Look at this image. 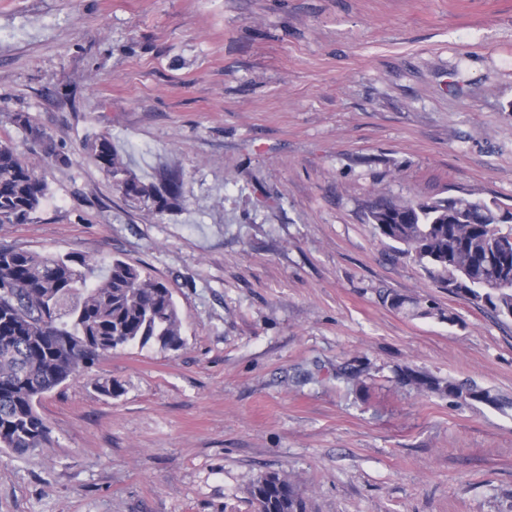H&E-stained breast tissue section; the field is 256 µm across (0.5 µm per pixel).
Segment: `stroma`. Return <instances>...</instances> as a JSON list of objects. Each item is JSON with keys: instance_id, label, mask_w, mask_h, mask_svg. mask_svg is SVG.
Returning <instances> with one entry per match:
<instances>
[{"instance_id": "obj_1", "label": "stroma", "mask_w": 512, "mask_h": 512, "mask_svg": "<svg viewBox=\"0 0 512 512\" xmlns=\"http://www.w3.org/2000/svg\"><path fill=\"white\" fill-rule=\"evenodd\" d=\"M102 134L180 206L126 199ZM0 140L49 187L0 243L142 266L182 321L42 398L51 441L0 448V512H252L269 473L306 512H512V320L367 221L380 193L512 205V0H0ZM12 122L18 127L28 131L36 140L43 144V152L47 157H54L56 161L66 163L67 159L56 153L55 148L47 136L39 129L33 127L30 117L25 112H14L11 115ZM401 378L404 383L412 386L417 391L448 396V400L452 402L466 400L491 402L492 404L497 402V398L493 397L488 390L481 389L476 385L456 383L449 380L444 382L425 373L408 369L402 372Z\"/></svg>"}]
</instances>
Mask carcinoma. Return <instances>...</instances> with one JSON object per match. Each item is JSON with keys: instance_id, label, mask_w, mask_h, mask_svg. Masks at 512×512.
Wrapping results in <instances>:
<instances>
[{"instance_id": "carcinoma-1", "label": "carcinoma", "mask_w": 512, "mask_h": 512, "mask_svg": "<svg viewBox=\"0 0 512 512\" xmlns=\"http://www.w3.org/2000/svg\"><path fill=\"white\" fill-rule=\"evenodd\" d=\"M12 122L43 144L47 157L65 163L47 136L25 112ZM89 149L96 164L131 201L151 202L162 215L180 205L181 184L170 175L158 184L133 176L108 134ZM47 184L35 166L9 141L0 140V224H24L41 206ZM503 206L495 200L465 197L372 202L368 221L379 234L402 246V253L438 272L452 285L466 272L474 287L469 299L498 316L512 315V284L501 280L502 264L491 249L504 227ZM181 318L171 289L143 268L114 258L102 265L83 255H44L0 244V448L24 454L49 441V428L37 412L42 396L73 381L83 368L117 348L156 342L178 348ZM402 381L420 392L452 402L496 403L489 391L467 383L444 382L405 370ZM254 512H304L303 500L285 476H262L252 486Z\"/></svg>"}]
</instances>
